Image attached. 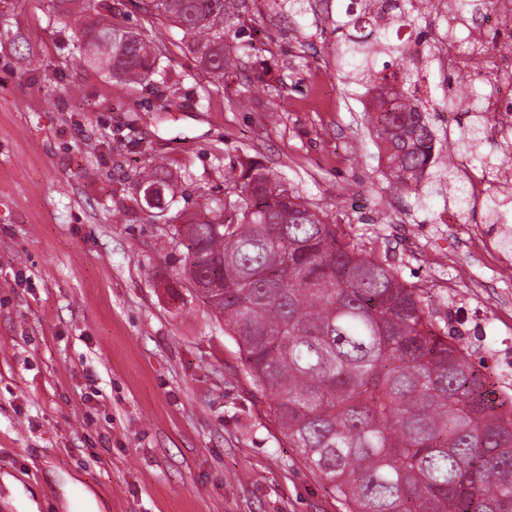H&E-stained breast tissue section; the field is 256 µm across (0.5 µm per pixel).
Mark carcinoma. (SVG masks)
<instances>
[{
    "instance_id": "obj_1",
    "label": "carcinoma",
    "mask_w": 512,
    "mask_h": 512,
    "mask_svg": "<svg viewBox=\"0 0 512 512\" xmlns=\"http://www.w3.org/2000/svg\"><path fill=\"white\" fill-rule=\"evenodd\" d=\"M73 18L87 62L121 83L166 79L162 56L141 36L54 0ZM249 0H143L145 13L174 23L209 82L238 67L224 52L244 37ZM476 24L481 12L454 0L448 17ZM418 0H361L333 21L341 56L365 89L373 141L385 155L387 188L418 194L441 143L419 83L432 59L419 49ZM416 34L400 44L390 29ZM240 50L269 72L264 48ZM379 53L405 61L375 68ZM493 117L476 114L463 128L470 148L489 143ZM140 186H159L176 203L165 167L147 165ZM459 211L466 184H453ZM512 205L488 196L487 215ZM186 220L188 278L218 277L224 296L210 303L237 342L246 373L271 399L274 421L304 465L336 492L345 512H512V408L488 397L482 372L456 348V327L432 322L422 290L396 269L337 235L277 173L258 165L226 179L224 199H205Z\"/></svg>"
}]
</instances>
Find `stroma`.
Masks as SVG:
<instances>
[{"label":"stroma","mask_w":512,"mask_h":512,"mask_svg":"<svg viewBox=\"0 0 512 512\" xmlns=\"http://www.w3.org/2000/svg\"><path fill=\"white\" fill-rule=\"evenodd\" d=\"M351 0H304L297 18L254 0L247 33L283 80L230 74L208 86L173 24L141 0L112 19L162 49L168 82L124 84L91 67L53 0H0V512H65L72 476L100 512H342L279 432L223 320L191 295L169 225L138 207L152 159L178 178V207L224 196V172L262 163L340 233L430 299L435 324L482 310L512 345V268L485 266L473 234L483 197L456 223L447 186L386 189L332 18ZM304 38H296L295 25ZM251 95L249 110L234 107ZM449 157L466 156L459 113L437 111Z\"/></svg>","instance_id":"35a3bbf8"}]
</instances>
